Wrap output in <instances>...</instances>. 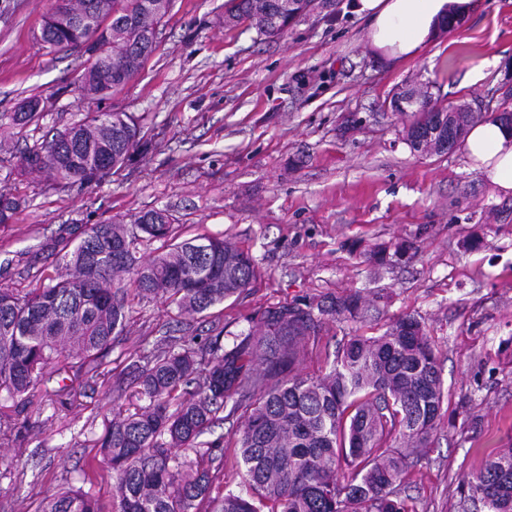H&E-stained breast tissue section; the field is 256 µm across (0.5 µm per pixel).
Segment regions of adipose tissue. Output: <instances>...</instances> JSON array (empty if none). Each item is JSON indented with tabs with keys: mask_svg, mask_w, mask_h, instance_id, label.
<instances>
[{
	"mask_svg": "<svg viewBox=\"0 0 512 512\" xmlns=\"http://www.w3.org/2000/svg\"><path fill=\"white\" fill-rule=\"evenodd\" d=\"M477 6V0H353L371 50L392 64L445 36L449 19H464ZM460 148L497 191L512 194V127L492 119L476 122Z\"/></svg>",
	"mask_w": 512,
	"mask_h": 512,
	"instance_id": "obj_1",
	"label": "adipose tissue"
}]
</instances>
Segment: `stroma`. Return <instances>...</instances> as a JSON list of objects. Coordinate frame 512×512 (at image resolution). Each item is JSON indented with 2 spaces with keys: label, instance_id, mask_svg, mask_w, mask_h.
<instances>
[{
  "label": "stroma",
  "instance_id": "35a3bbf8",
  "mask_svg": "<svg viewBox=\"0 0 512 512\" xmlns=\"http://www.w3.org/2000/svg\"><path fill=\"white\" fill-rule=\"evenodd\" d=\"M224 0H175L155 53L121 91L79 97L83 48L51 49L39 35L54 0H0V186L20 198L0 224V287L35 288L55 277L49 244L68 224H97L168 210L176 233H206L244 248L261 272L239 297L203 316L161 299L133 303L123 336L96 376L39 411L11 406L0 441V490L12 512H37L64 478L99 459L104 418L126 409L109 386L164 332L208 336L224 328L232 347L247 317L271 306L360 293L365 322L331 325L302 364L313 374L347 336L383 333L394 318L424 322L442 353L446 421L430 464L410 468L417 512H473L457 488L482 458L512 447V195L497 193L460 149L411 152L396 89L433 81L448 105L468 102L485 117L501 107L512 63V0H479L474 14L416 57L392 67L366 48L352 0L315 8L282 37L246 25L224 29ZM45 104L38 124L8 117L26 98ZM147 115L145 157L99 182L59 188L24 173L19 157L93 111ZM385 249L382 268L368 261Z\"/></svg>",
  "mask_w": 512,
  "mask_h": 512
}]
</instances>
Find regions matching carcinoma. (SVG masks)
<instances>
[{
  "label": "carcinoma",
  "mask_w": 512,
  "mask_h": 512,
  "mask_svg": "<svg viewBox=\"0 0 512 512\" xmlns=\"http://www.w3.org/2000/svg\"><path fill=\"white\" fill-rule=\"evenodd\" d=\"M92 33L50 13L41 42L84 46L93 36L103 58L85 68V100L120 90L157 48L173 0H98ZM220 22L247 23L259 34L288 30L282 0H229ZM12 125L39 120L41 99L25 100ZM447 109L427 96L415 101L405 140L416 138ZM482 119L478 112L453 125L454 142ZM148 144L142 118L129 112H88L77 124L20 155V169L63 187L120 170ZM21 206L0 189V224ZM162 242L145 259L143 240ZM59 255L54 284L21 295L0 288V393L31 404L55 377L81 371L112 352L126 329L130 299H163L195 315L238 296L256 280L247 252L222 238L177 241L168 211L150 209L101 224L75 226L53 243ZM369 305L345 296L270 307L247 319V332L229 349L224 328L203 340L165 335L127 367L128 386L148 404L105 421L96 440L102 460L83 481L112 479L111 512H414L404 475L428 453L446 398L440 356L419 319L393 320L379 336H352L320 375L299 369L307 345L333 322L367 317ZM239 415L229 437L201 442L216 424ZM198 459L171 466L172 450ZM234 449L242 489L211 495L224 479V449ZM460 495L486 512H512V448L490 453ZM39 512H103L81 486L67 484L41 501Z\"/></svg>",
  "instance_id": "carcinoma-1"
}]
</instances>
